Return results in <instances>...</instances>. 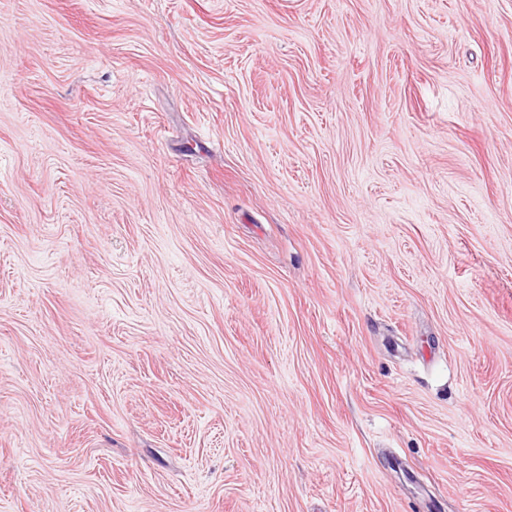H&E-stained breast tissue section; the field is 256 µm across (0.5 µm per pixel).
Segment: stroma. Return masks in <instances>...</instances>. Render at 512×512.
I'll return each instance as SVG.
<instances>
[{"instance_id":"obj_1","label":"stroma","mask_w":512,"mask_h":512,"mask_svg":"<svg viewBox=\"0 0 512 512\" xmlns=\"http://www.w3.org/2000/svg\"><path fill=\"white\" fill-rule=\"evenodd\" d=\"M0 512H512V0H0Z\"/></svg>"}]
</instances>
